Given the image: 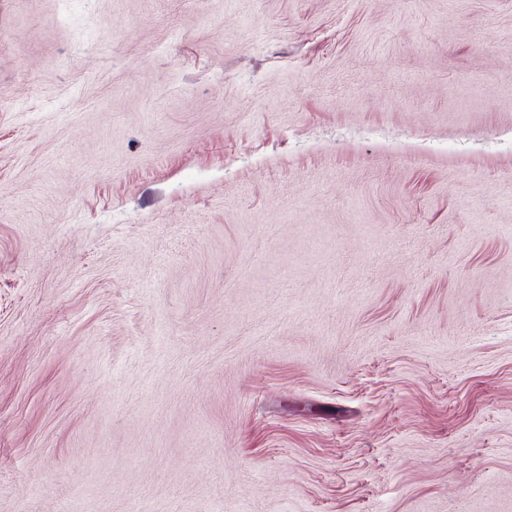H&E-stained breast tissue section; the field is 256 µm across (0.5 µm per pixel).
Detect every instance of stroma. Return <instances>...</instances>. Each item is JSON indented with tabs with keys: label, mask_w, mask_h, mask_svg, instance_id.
I'll return each instance as SVG.
<instances>
[{
	"label": "stroma",
	"mask_w": 512,
	"mask_h": 512,
	"mask_svg": "<svg viewBox=\"0 0 512 512\" xmlns=\"http://www.w3.org/2000/svg\"><path fill=\"white\" fill-rule=\"evenodd\" d=\"M512 512V0H0V512Z\"/></svg>",
	"instance_id": "stroma-1"
}]
</instances>
